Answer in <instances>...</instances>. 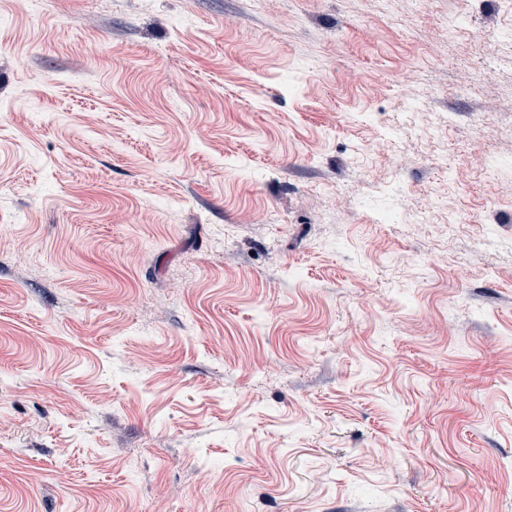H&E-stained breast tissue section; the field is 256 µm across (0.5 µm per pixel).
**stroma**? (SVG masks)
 I'll return each instance as SVG.
<instances>
[{"label":"stroma","mask_w":512,"mask_h":512,"mask_svg":"<svg viewBox=\"0 0 512 512\" xmlns=\"http://www.w3.org/2000/svg\"><path fill=\"white\" fill-rule=\"evenodd\" d=\"M0 12V512H512L499 0Z\"/></svg>","instance_id":"1"}]
</instances>
